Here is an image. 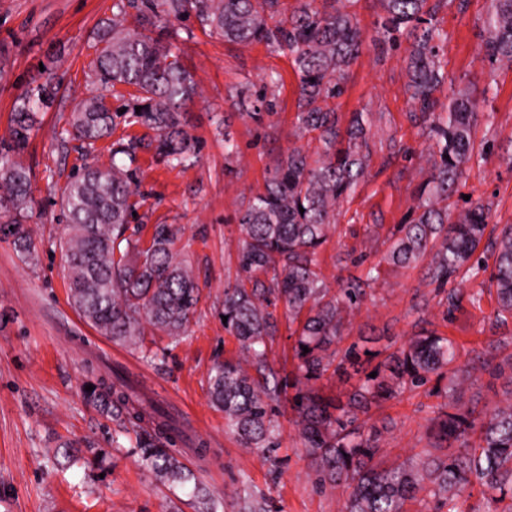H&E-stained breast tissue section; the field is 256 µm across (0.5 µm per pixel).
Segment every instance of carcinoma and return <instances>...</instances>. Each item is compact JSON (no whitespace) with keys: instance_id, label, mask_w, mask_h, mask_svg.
<instances>
[{"instance_id":"cac0c4a2","label":"carcinoma","mask_w":512,"mask_h":512,"mask_svg":"<svg viewBox=\"0 0 512 512\" xmlns=\"http://www.w3.org/2000/svg\"><path fill=\"white\" fill-rule=\"evenodd\" d=\"M283 2L113 0L112 17L97 30L101 49L89 71L95 83L112 88L118 105L104 96L78 101L59 141L76 140L88 155L127 118L157 132L156 153L170 166H184L198 152L183 117L198 91L175 45L178 31L172 22L193 18L226 42L288 50L299 78L296 135L317 143L316 159L301 148L288 150L268 174L263 192L238 211L245 238L237 252L235 282L224 287L221 315L227 317L224 330L238 341L241 358L210 369V402L224 413L225 427L240 447L261 448L275 463L277 412L288 398L314 483L343 489V512H411L406 504L412 501L421 505L417 512H468L463 504L476 488L489 512H512V391L505 401L481 410L460 404L467 382L476 381L479 372L500 375L503 366L512 368V354L494 367L481 356L463 365L451 338L426 330L374 367L377 376L364 377L346 402L316 388L328 371L344 373L361 359L358 344L344 350L338 344L349 330L348 316L367 296V282L349 276L331 291L318 269V249L336 223L341 203L367 174L372 116L352 113L343 131L332 107L344 94L364 44L353 11L358 0H299L291 14ZM428 2L378 0L375 41L393 49L409 43L405 92L429 150L426 180L408 221L392 234L383 261L395 267L426 263V277L437 284V293L445 294L448 313L462 300L461 291L447 289L448 284L462 274L490 271L495 322L505 324L512 319V225L503 226L496 237L490 268L478 253L489 225V205L468 202L458 209L449 200L467 167L487 154L475 147L472 133L481 121L493 124L494 113L479 111V103L497 96L495 72L512 68V0H491L482 20L481 50L490 66L489 79L480 88L452 92L447 103L438 97L453 82L443 62L446 35ZM61 80L49 69L43 81L28 85L14 102L9 136L0 141V220L13 227L10 234L26 261L34 259L37 247L24 227L33 198L31 168L22 155L37 112L55 99ZM238 106L262 122L272 107L268 89L240 92ZM140 146L139 139H119L112 143L109 165L84 167L70 176L61 195L67 232L60 248L68 298L79 315L111 341L149 353L146 330L178 344L201 295L190 265L173 249L171 225H154L146 249L125 236L133 219L130 198L138 186ZM281 303L290 321L304 319L295 331V369L285 376L268 360ZM112 376L111 381L97 380L86 399L112 415L121 431L135 433L141 462L161 483L170 488L193 484V497L202 505L197 512H212L214 501L176 453V426L163 422L165 414L155 405L152 415L160 421L151 430L144 428L149 414L130 403L124 374L115 370ZM429 384L443 399L427 427L432 447L453 444L455 451L385 464L382 429L361 416ZM237 512H267L266 499L248 493L237 503Z\"/></svg>"}]
</instances>
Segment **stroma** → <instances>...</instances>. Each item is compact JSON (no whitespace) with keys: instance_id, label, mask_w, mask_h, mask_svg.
Instances as JSON below:
<instances>
[{"instance_id":"obj_1","label":"stroma","mask_w":512,"mask_h":512,"mask_svg":"<svg viewBox=\"0 0 512 512\" xmlns=\"http://www.w3.org/2000/svg\"><path fill=\"white\" fill-rule=\"evenodd\" d=\"M489 8L490 0H466L463 8L437 14L448 36L445 69L457 88L483 84L487 75L480 45L481 21ZM355 10L366 42L336 111L344 124L358 111L383 113L370 137L376 143L395 137L403 153L391 159L386 151L374 150L366 178L343 202L335 228L318 250L320 272L332 289L351 259L364 257V264L352 270L361 278L370 266L380 268L366 300L350 315L345 341L369 351L374 365L423 329L478 353L492 341L510 353L512 320L496 325L487 274L457 280L465 299L450 314L426 279L424 265L400 268L380 262L426 176L428 144L410 119L405 50L384 52L374 45L377 0H358ZM111 14L112 0H0V43L11 49L0 76V137L8 133L15 99L38 77L41 65L57 63L63 75V86L40 113L23 155L33 173L26 227L37 244V260H22L0 227V501L11 500L12 512H168L172 504L194 512L184 490H169L141 466L134 434H116L112 419L86 402V384L117 367L147 401L191 429L181 460L215 499L218 512H232L247 492L264 494L270 512H342V489L316 487L289 406H282L279 418L278 455L286 464L275 473L258 451L239 447L225 433L224 415L207 394L214 363L239 355L219 316L224 284L236 276V253L244 239L236 213L263 191L267 174L288 149L315 150L292 135L298 81L286 53L262 44L228 43L204 33L194 21L184 22L178 45L199 88L186 114L187 128L198 141L197 162L170 167L150 149L155 133L145 126L122 123L115 130L114 137L146 144L138 154L140 191L131 198L139 219L130 233L145 248L154 225L178 227L175 247L201 288L186 337L174 346L156 337L162 355L145 357L98 334L68 302L59 246L66 228L61 190L69 175L89 162L110 163L113 137L100 140L88 156L74 144L60 145L57 135L72 103L98 91L88 68L95 55L93 32ZM274 76L280 79L275 107L256 123L238 110L235 95L259 90ZM496 81L494 122L478 124L473 134L475 143L487 141L494 149L467 169L459 192L491 203V224L503 226L512 225V70L498 71ZM218 118L231 123L237 156L227 157L216 136ZM475 293L481 296L476 305L470 302ZM437 403V397L420 389L372 409L370 420L383 430L388 462L429 449L426 427ZM199 441L207 447L202 456L195 452Z\"/></svg>"}]
</instances>
